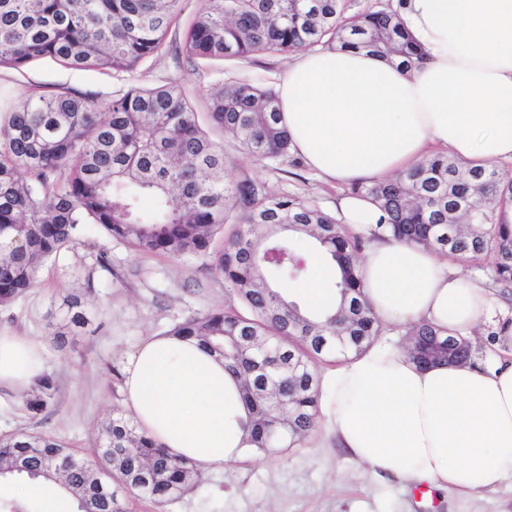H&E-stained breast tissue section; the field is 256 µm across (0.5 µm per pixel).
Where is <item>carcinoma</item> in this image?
I'll use <instances>...</instances> for the list:
<instances>
[{"label": "carcinoma", "mask_w": 512, "mask_h": 512, "mask_svg": "<svg viewBox=\"0 0 512 512\" xmlns=\"http://www.w3.org/2000/svg\"><path fill=\"white\" fill-rule=\"evenodd\" d=\"M179 0H0V67L52 57L70 67L133 73L167 46ZM348 0H201L176 49L196 64L290 54L315 46L399 60L423 56L393 5L348 16ZM209 128L176 83L134 85L104 108L78 94L28 96L0 124V305L25 294L43 263L79 243L84 225L146 252L196 256L238 295L243 311L196 313L168 336L191 337L241 380L255 449L274 456L318 425L322 363L345 361L383 327L368 305L358 261L363 236L301 195H275L227 170L219 131L247 154L300 162L281 124L277 93L246 80L217 83ZM351 192L380 211L397 241L466 260L490 261L491 280L512 285V224L498 222L512 179L447 155H429L397 177ZM237 228L218 252L215 235ZM335 267L339 304L307 313L288 299L304 282L312 251ZM60 332L92 324L78 294L63 297ZM463 341L421 324L407 353L419 365L461 364ZM55 384L37 379L26 407L52 404ZM100 464L77 461L65 442L15 432L0 437V478L43 479L66 490L77 512H127L132 495L161 504L202 482L201 464L179 458L114 414L101 426Z\"/></svg>", "instance_id": "carcinoma-1"}]
</instances>
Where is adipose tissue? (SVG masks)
<instances>
[{
    "instance_id": "ef3b65f1",
    "label": "adipose tissue",
    "mask_w": 512,
    "mask_h": 512,
    "mask_svg": "<svg viewBox=\"0 0 512 512\" xmlns=\"http://www.w3.org/2000/svg\"><path fill=\"white\" fill-rule=\"evenodd\" d=\"M404 26L423 58L404 70L353 49L298 52L276 92L292 150L337 186L373 183L437 151L484 165L512 162V0H405ZM336 215L372 237L364 292L384 324L426 323L470 337L512 323L484 288L433 250L376 238L379 211L340 197ZM43 347L0 331V387L25 391L44 374ZM123 406L147 437L178 457L221 468L250 446L238 378L199 341L146 338L119 361ZM326 425L354 459L404 487L474 494L512 476V358L473 349L467 364L421 367L379 338L322 386Z\"/></svg>"
}]
</instances>
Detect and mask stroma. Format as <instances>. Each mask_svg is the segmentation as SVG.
Masks as SVG:
<instances>
[{
	"label": "stroma",
	"mask_w": 512,
	"mask_h": 512,
	"mask_svg": "<svg viewBox=\"0 0 512 512\" xmlns=\"http://www.w3.org/2000/svg\"><path fill=\"white\" fill-rule=\"evenodd\" d=\"M289 62L285 55L216 61L193 67L164 50L137 72L76 69L42 57L21 69L0 67V111L28 95L70 90L111 100L135 84L183 87L196 112L206 113L207 93L216 80L248 79L273 84ZM224 159L235 176L265 183L272 193L310 198L324 211L336 210L339 187L305 167L260 160L228 137L220 138ZM84 296L93 318L89 330L56 337L57 307L64 295ZM205 258H171L135 252L98 226L87 225L79 243L41 267L36 286L0 305V330L41 343L45 370L55 381L52 407L34 415L22 395L0 390V435L41 432L67 442L85 461L95 462L102 420L123 410L118 362L148 336L165 333L182 318L217 309L239 308ZM203 482L180 500L161 506L148 499L129 502V512H512V478L493 491L463 495L401 490L354 460L325 424L295 448L266 457L246 450L236 463L204 467Z\"/></svg>",
	"instance_id": "1"
}]
</instances>
